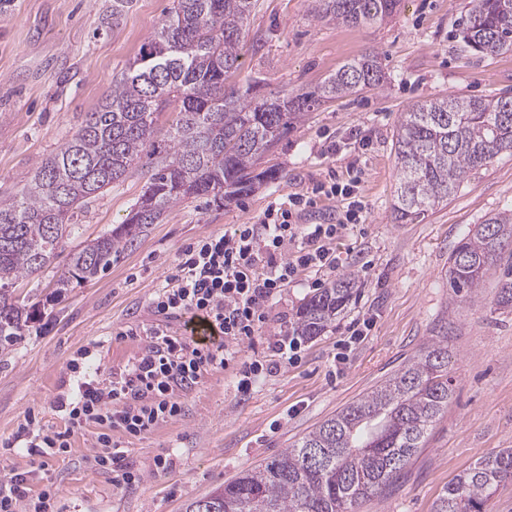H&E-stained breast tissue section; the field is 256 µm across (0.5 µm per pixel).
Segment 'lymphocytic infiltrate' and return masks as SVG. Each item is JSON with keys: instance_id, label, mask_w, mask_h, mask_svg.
I'll use <instances>...</instances> for the list:
<instances>
[{"instance_id": "f902f5d3", "label": "lymphocytic infiltrate", "mask_w": 512, "mask_h": 512, "mask_svg": "<svg viewBox=\"0 0 512 512\" xmlns=\"http://www.w3.org/2000/svg\"><path fill=\"white\" fill-rule=\"evenodd\" d=\"M323 195L346 200L342 218L334 224L299 223V215ZM362 212L352 185L331 175L295 194L288 205H271L255 223L188 244L180 253L173 286L162 288L152 305L164 316L199 313L223 337V345L173 337L157 327L141 356L106 382L88 378L81 362L71 360L73 388L57 402L68 418V430H43L29 422L13 434L9 447L27 449L44 462L69 448L72 431L96 423V464L112 472L118 483L138 482L140 475L125 465V451L114 442L113 430L139 436L177 419L183 411L177 391L195 386L208 369L235 365L237 388L247 394L264 374L296 363L301 348L297 336L270 337L268 353L260 358L243 355L241 346L254 342L275 299L295 282L299 268L334 263L335 246L346 231L357 228Z\"/></svg>"}]
</instances>
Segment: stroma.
I'll use <instances>...</instances> for the list:
<instances>
[{"mask_svg":"<svg viewBox=\"0 0 512 512\" xmlns=\"http://www.w3.org/2000/svg\"><path fill=\"white\" fill-rule=\"evenodd\" d=\"M469 0H401L384 22L348 25L313 19L309 0H257L239 45L236 83L262 81L280 96L320 85L345 63L375 50L387 80L372 91L340 98L310 112L260 161L283 176L229 205L189 198L151 225L132 249L94 279L58 293L61 261L20 279L16 292L37 308L13 351L0 355V440L34 416L46 430L68 426L56 402L68 390L67 364L92 348L85 365L105 379L144 348L145 330L181 335V318L158 315L152 300L171 284L180 250L210 235L255 222L335 171L353 182L365 203L357 230L337 251L339 269L299 271L270 309L267 332L293 327L312 293L340 275L357 277L348 307L320 336L305 340L300 360L266 375L248 395L234 368L210 369L180 393V418L130 437L126 463L141 479L116 485L92 458L96 426L75 432L68 452L50 460L47 479H34L19 512H30L53 483L56 512H185L243 470L281 453L343 407L371 392L408 362L443 323H451L449 370L455 394L427 432L422 448L382 493L357 512H434L455 477L502 448H512V308L495 303L497 274L478 297L448 288V258L473 225L512 209V155L472 171L447 204L408 224L395 221L399 189L395 131L400 112L446 95H512V51L464 53L455 25ZM112 0H0V196L17 192L35 161L57 153L85 113L109 94L123 70L158 27L172 0H132L120 23ZM339 152H332V145ZM148 178L133 171L121 184L88 200L74 216L67 249L80 248L121 224ZM367 319V336L348 345L351 323ZM164 467H156L157 458Z\"/></svg>","mask_w":512,"mask_h":512,"instance_id":"35a3bbf8","label":"stroma"}]
</instances>
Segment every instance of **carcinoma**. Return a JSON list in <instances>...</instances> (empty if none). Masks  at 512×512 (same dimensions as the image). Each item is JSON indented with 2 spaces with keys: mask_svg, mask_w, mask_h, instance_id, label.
I'll return each mask as SVG.
<instances>
[{
  "mask_svg": "<svg viewBox=\"0 0 512 512\" xmlns=\"http://www.w3.org/2000/svg\"><path fill=\"white\" fill-rule=\"evenodd\" d=\"M257 0H173L151 38L121 72L102 104L86 114L54 155L36 162L11 197H0V353L20 340L33 312L14 285L63 258L70 280H87L133 246L149 225L185 198L231 202L282 177L257 162L309 112L338 98L376 89L385 79L381 54L354 59L317 89L268 98L262 84L227 81L241 69L238 46ZM399 0H311L316 20L382 22ZM462 50L496 55L512 50V0H471L461 20ZM164 112L176 113L167 128ZM400 186L396 221L423 217L448 201L467 174L512 152V96L448 95L400 113L395 135ZM147 157L150 175L124 223L65 251L71 221L86 199L122 183ZM512 245V210L469 229L448 267L455 297H477L484 278ZM348 274L310 296L296 332L321 335L349 304ZM496 305L512 308V269L498 280ZM448 331L432 337L385 383L348 404L279 456L242 471L186 512H356L382 492L423 447L429 427L448 407ZM512 480V448L459 474L435 512H484L493 488Z\"/></svg>",
  "mask_w": 512,
  "mask_h": 512,
  "instance_id": "carcinoma-1",
  "label": "carcinoma"
}]
</instances>
